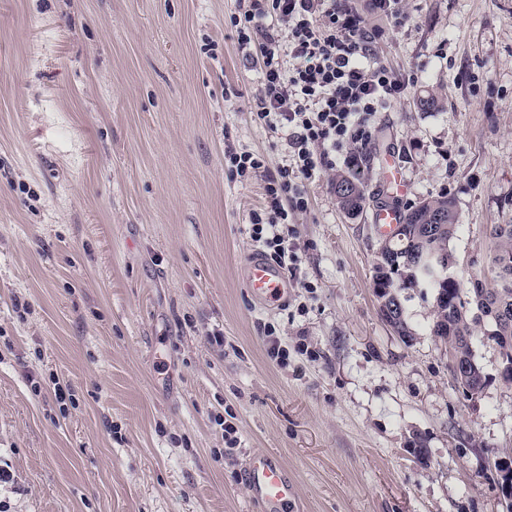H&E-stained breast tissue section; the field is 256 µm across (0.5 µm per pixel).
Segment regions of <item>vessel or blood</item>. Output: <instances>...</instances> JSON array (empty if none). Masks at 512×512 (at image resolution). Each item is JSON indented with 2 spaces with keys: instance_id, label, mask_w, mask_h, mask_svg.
I'll return each mask as SVG.
<instances>
[{
  "instance_id": "b4317fda",
  "label": "vessel or blood",
  "mask_w": 512,
  "mask_h": 512,
  "mask_svg": "<svg viewBox=\"0 0 512 512\" xmlns=\"http://www.w3.org/2000/svg\"><path fill=\"white\" fill-rule=\"evenodd\" d=\"M377 231L393 234L401 224V213L393 207L375 211ZM241 278L250 296L257 302H281L288 285L280 269L260 258H251L243 266ZM247 487L252 503L262 512H294L298 493L294 480L279 460L266 452L253 453L246 469Z\"/></svg>"
}]
</instances>
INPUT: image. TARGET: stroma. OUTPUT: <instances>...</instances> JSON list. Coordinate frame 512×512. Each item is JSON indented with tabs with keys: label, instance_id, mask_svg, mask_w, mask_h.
Here are the masks:
<instances>
[{
	"label": "stroma",
	"instance_id": "obj_1",
	"mask_svg": "<svg viewBox=\"0 0 512 512\" xmlns=\"http://www.w3.org/2000/svg\"><path fill=\"white\" fill-rule=\"evenodd\" d=\"M398 2L413 16L399 29L349 0L411 85L375 116L365 211L340 209L333 171L306 181L288 299L264 306L240 269L288 146L253 117L260 74L230 25L238 0H0L8 512H258L245 486L257 448L286 466L301 512H503L494 463L512 453V385L499 350L475 339L489 381L469 397L428 331L432 298L408 290L415 336L393 332L370 215L453 198L455 272L487 276V228L512 221V0ZM228 149L266 171L230 180ZM389 157L408 185L398 199L381 180ZM268 324L285 363L267 354ZM56 379L76 399L64 414ZM217 413L238 429L234 451Z\"/></svg>",
	"mask_w": 512,
	"mask_h": 512
}]
</instances>
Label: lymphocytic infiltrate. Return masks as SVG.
Returning <instances> with one entry per match:
<instances>
[{
	"instance_id": "1",
	"label": "lymphocytic infiltrate",
	"mask_w": 512,
	"mask_h": 512,
	"mask_svg": "<svg viewBox=\"0 0 512 512\" xmlns=\"http://www.w3.org/2000/svg\"><path fill=\"white\" fill-rule=\"evenodd\" d=\"M230 19L246 61L260 70L257 119L287 130L288 161L249 215L251 239L278 265L297 262L280 228L289 208L307 205L304 182L316 172L364 169L373 117L408 86L374 58L375 33L348 0H240Z\"/></svg>"
}]
</instances>
